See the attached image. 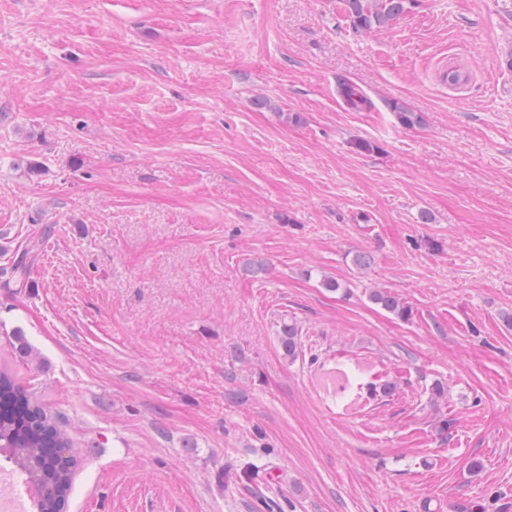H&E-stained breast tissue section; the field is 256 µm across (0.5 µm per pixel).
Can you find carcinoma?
<instances>
[{
    "mask_svg": "<svg viewBox=\"0 0 512 512\" xmlns=\"http://www.w3.org/2000/svg\"><path fill=\"white\" fill-rule=\"evenodd\" d=\"M412 2L344 0V7L353 28L370 33L389 26ZM338 88L347 104L356 108L368 104L349 81H339ZM28 271L27 253L24 252L10 265L0 268V277L21 284ZM369 298L402 319L412 314L406 302L387 290H374ZM281 346L288 357L297 356L300 343L295 325H282ZM0 455L13 460L24 476L25 485L34 489V512H63L79 463L71 438L63 428L60 412L6 368L0 369Z\"/></svg>",
    "mask_w": 512,
    "mask_h": 512,
    "instance_id": "1",
    "label": "carcinoma"
}]
</instances>
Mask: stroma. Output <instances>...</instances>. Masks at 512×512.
Wrapping results in <instances>:
<instances>
[{
	"label": "stroma",
	"mask_w": 512,
	"mask_h": 512,
	"mask_svg": "<svg viewBox=\"0 0 512 512\" xmlns=\"http://www.w3.org/2000/svg\"><path fill=\"white\" fill-rule=\"evenodd\" d=\"M510 52L512 0L367 34L342 0H0V367L61 413L66 512H512ZM369 298L372 302L380 305L384 310L398 316L402 319H408L411 314V308L406 302L387 290H374L370 293Z\"/></svg>",
	"instance_id": "35a3bbf8"
}]
</instances>
